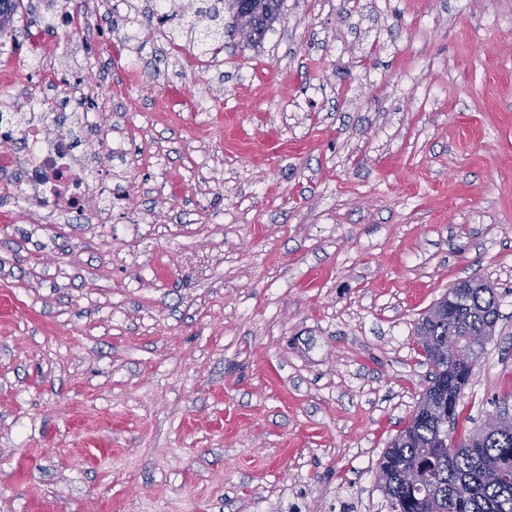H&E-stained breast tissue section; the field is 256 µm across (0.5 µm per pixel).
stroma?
Here are the masks:
<instances>
[{"mask_svg":"<svg viewBox=\"0 0 512 512\" xmlns=\"http://www.w3.org/2000/svg\"><path fill=\"white\" fill-rule=\"evenodd\" d=\"M96 96L112 232L0 221V512H381L377 464L427 383L414 330L485 280L463 397L512 389V0H283L260 49L45 33ZM101 74L98 84H96L95 90L87 87L80 81L75 80L65 87V97H86L90 94L103 95L112 90V62L108 59H101Z\"/></svg>","mask_w":512,"mask_h":512,"instance_id":"stroma-1","label":"stroma"}]
</instances>
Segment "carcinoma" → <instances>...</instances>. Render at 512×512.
<instances>
[{"label": "carcinoma", "instance_id": "1", "mask_svg": "<svg viewBox=\"0 0 512 512\" xmlns=\"http://www.w3.org/2000/svg\"><path fill=\"white\" fill-rule=\"evenodd\" d=\"M228 3L235 18L246 16L259 43L281 16L283 0H216L184 11L182 20L198 42L224 37L216 24L219 4ZM23 0H0V32L12 24ZM500 320L495 289L463 281L453 289L448 314L428 310L415 335L432 342L425 360L431 367L420 404L380 458L379 488L390 512H512V421L481 433L473 428L454 439L448 423H457L464 391L485 350L471 340L492 336Z\"/></svg>", "mask_w": 512, "mask_h": 512}]
</instances>
